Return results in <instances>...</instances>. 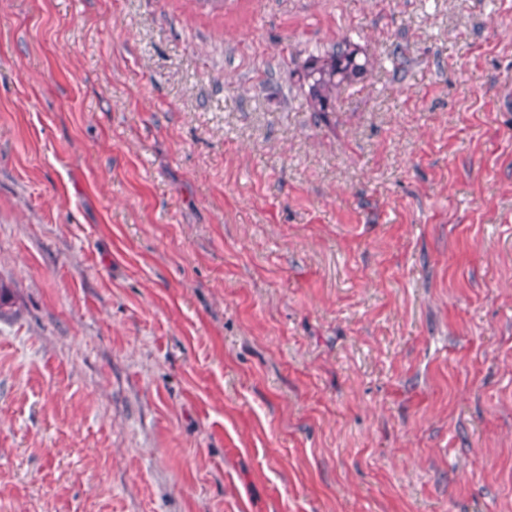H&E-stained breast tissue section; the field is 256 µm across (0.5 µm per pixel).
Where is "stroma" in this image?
Wrapping results in <instances>:
<instances>
[{"label": "stroma", "mask_w": 512, "mask_h": 512, "mask_svg": "<svg viewBox=\"0 0 512 512\" xmlns=\"http://www.w3.org/2000/svg\"><path fill=\"white\" fill-rule=\"evenodd\" d=\"M0 281V512H512V0H0ZM369 65V57L351 42L338 43L323 53L309 55L300 65L299 77L310 111L319 118L335 112L340 91L359 82Z\"/></svg>", "instance_id": "obj_1"}]
</instances>
